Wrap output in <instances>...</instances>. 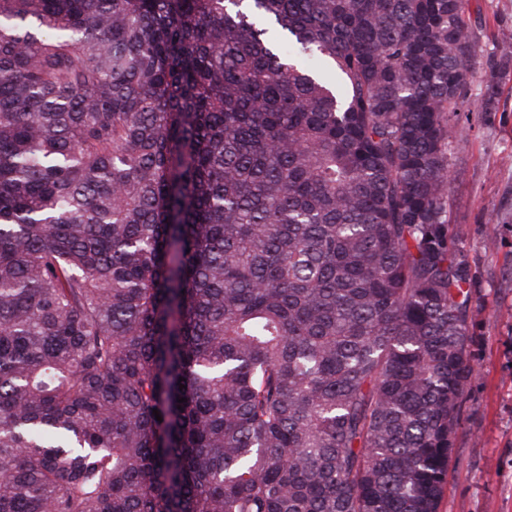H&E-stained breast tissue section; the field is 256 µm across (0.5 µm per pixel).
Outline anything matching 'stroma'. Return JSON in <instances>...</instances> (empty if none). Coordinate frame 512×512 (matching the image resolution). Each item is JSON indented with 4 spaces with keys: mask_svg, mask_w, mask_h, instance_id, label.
<instances>
[{
    "mask_svg": "<svg viewBox=\"0 0 512 512\" xmlns=\"http://www.w3.org/2000/svg\"><path fill=\"white\" fill-rule=\"evenodd\" d=\"M476 63L450 145L448 222L475 276L471 356L477 373L439 512H512V67L485 109L490 62L512 56V0H469Z\"/></svg>",
    "mask_w": 512,
    "mask_h": 512,
    "instance_id": "stroma-1",
    "label": "stroma"
}]
</instances>
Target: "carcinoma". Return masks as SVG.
<instances>
[{
  "mask_svg": "<svg viewBox=\"0 0 512 512\" xmlns=\"http://www.w3.org/2000/svg\"><path fill=\"white\" fill-rule=\"evenodd\" d=\"M467 3L0 0V512H439Z\"/></svg>",
  "mask_w": 512,
  "mask_h": 512,
  "instance_id": "carcinoma-1",
  "label": "carcinoma"
}]
</instances>
